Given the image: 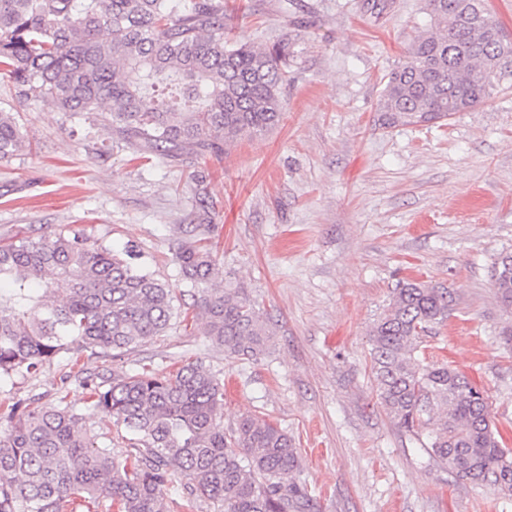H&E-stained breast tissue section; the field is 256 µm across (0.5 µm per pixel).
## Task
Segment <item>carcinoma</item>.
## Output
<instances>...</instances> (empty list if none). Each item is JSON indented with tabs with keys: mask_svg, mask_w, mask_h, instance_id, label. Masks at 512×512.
I'll list each match as a JSON object with an SVG mask.
<instances>
[{
	"mask_svg": "<svg viewBox=\"0 0 512 512\" xmlns=\"http://www.w3.org/2000/svg\"><path fill=\"white\" fill-rule=\"evenodd\" d=\"M429 24L405 61L385 76L376 111L382 124L430 122L468 112L512 83V40L486 0H427ZM294 59L290 43L255 48L224 37L223 0H0V71L20 97L65 112H103L141 154L204 156L277 126ZM174 87L181 101L154 94ZM24 147L16 118L0 112V161ZM196 239L173 261L198 295L207 335L229 357L256 360L274 333L238 290L210 275L218 230L206 199L196 201ZM130 246L118 252L75 233L21 237L0 246V379L26 377L56 360L74 375L82 353L114 357L167 331L173 291ZM491 279L512 305V272L502 258ZM447 288L406 280L369 332L380 404L460 479L512 497V449L491 420L483 393L460 371L424 356L426 333L448 320ZM91 407L136 436L119 459L61 394L16 400L0 424V512H168L180 482L191 507L224 512H311L296 479L300 454L271 420L248 415L226 431L224 384L201 362L169 373L146 368L96 382Z\"/></svg>",
	"mask_w": 512,
	"mask_h": 512,
	"instance_id": "1",
	"label": "carcinoma"
}]
</instances>
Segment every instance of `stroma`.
Returning a JSON list of instances; mask_svg holds the SVG:
<instances>
[{
  "instance_id": "obj_1",
  "label": "stroma",
  "mask_w": 512,
  "mask_h": 512,
  "mask_svg": "<svg viewBox=\"0 0 512 512\" xmlns=\"http://www.w3.org/2000/svg\"><path fill=\"white\" fill-rule=\"evenodd\" d=\"M224 0L229 37L288 40L295 57L283 120L221 157L142 158L98 112L17 97L0 75V111L25 147L0 161V242L83 233L133 244L186 318L121 357H83L92 376L167 371L200 360L224 382L225 427L266 416L294 439L315 512H512L497 489L458 479L379 404L369 330L408 279L448 287L452 310L427 340L489 398L512 448V324L491 267L512 253V87L467 112L381 124L385 75L426 21V0ZM220 224L214 281L230 280L269 319L271 352L225 355L185 295L173 254L199 195ZM18 399L64 393L88 429L127 443L56 362L0 382Z\"/></svg>"
}]
</instances>
